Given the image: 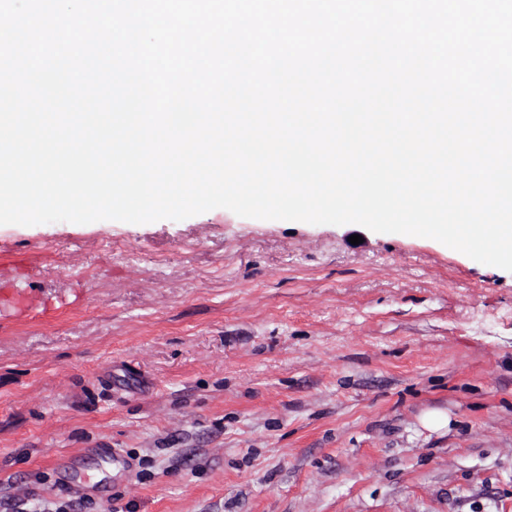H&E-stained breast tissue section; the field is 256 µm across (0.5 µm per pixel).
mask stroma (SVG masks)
<instances>
[{
  "mask_svg": "<svg viewBox=\"0 0 512 512\" xmlns=\"http://www.w3.org/2000/svg\"><path fill=\"white\" fill-rule=\"evenodd\" d=\"M80 500L512 512V272L224 208L0 225V512Z\"/></svg>",
  "mask_w": 512,
  "mask_h": 512,
  "instance_id": "35a3bbf8",
  "label": "stroma"
}]
</instances>
